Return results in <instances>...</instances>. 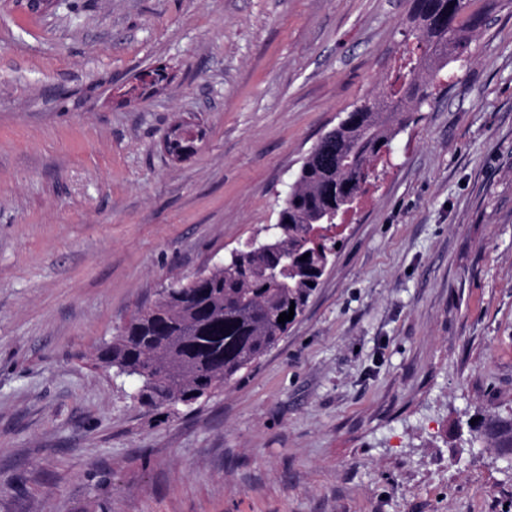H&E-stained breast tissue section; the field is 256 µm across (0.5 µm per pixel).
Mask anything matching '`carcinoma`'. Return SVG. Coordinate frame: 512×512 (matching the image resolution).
<instances>
[{"instance_id":"obj_1","label":"carcinoma","mask_w":512,"mask_h":512,"mask_svg":"<svg viewBox=\"0 0 512 512\" xmlns=\"http://www.w3.org/2000/svg\"><path fill=\"white\" fill-rule=\"evenodd\" d=\"M469 2L412 0L418 44L373 99L347 113L335 138L308 152L279 211L282 229L261 251L244 246L201 277L174 281L99 348L97 364L136 378L140 402L161 408L210 396L271 350L291 325L279 315L292 306L299 316L327 271L336 242L314 243L315 229L359 198L365 173L483 24L482 13H466ZM480 435L512 457V416L484 419Z\"/></svg>"}]
</instances>
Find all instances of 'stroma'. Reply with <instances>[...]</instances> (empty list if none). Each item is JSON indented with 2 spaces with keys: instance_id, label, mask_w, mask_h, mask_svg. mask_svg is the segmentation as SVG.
Listing matches in <instances>:
<instances>
[{
  "instance_id": "1",
  "label": "stroma",
  "mask_w": 512,
  "mask_h": 512,
  "mask_svg": "<svg viewBox=\"0 0 512 512\" xmlns=\"http://www.w3.org/2000/svg\"><path fill=\"white\" fill-rule=\"evenodd\" d=\"M411 0L0 5V512H512V0L410 114L259 363L157 411L97 348L278 212ZM166 82L127 96L137 75ZM206 136L172 160L171 126ZM480 435L490 441L500 454L512 457V413L509 418L484 419Z\"/></svg>"
}]
</instances>
